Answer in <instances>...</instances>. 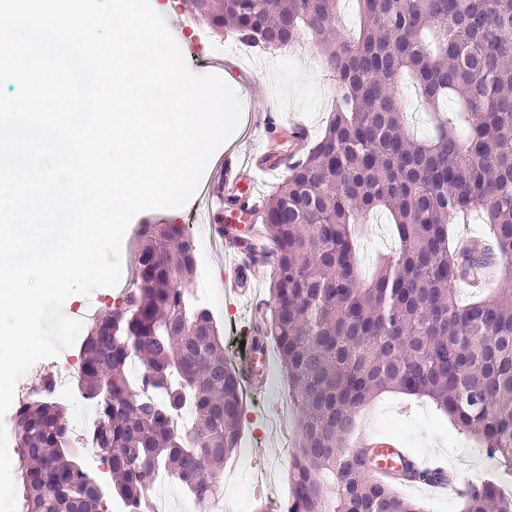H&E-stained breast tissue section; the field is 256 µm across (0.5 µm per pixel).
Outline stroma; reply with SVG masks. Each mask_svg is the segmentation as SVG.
<instances>
[{
  "label": "stroma",
  "mask_w": 512,
  "mask_h": 512,
  "mask_svg": "<svg viewBox=\"0 0 512 512\" xmlns=\"http://www.w3.org/2000/svg\"><path fill=\"white\" fill-rule=\"evenodd\" d=\"M316 59L315 48L307 43L299 51L262 54L260 64L254 66L238 61V68L261 89L255 96L240 87L234 76L226 78L237 89L247 126L255 125L264 101L269 99L285 115L301 117L312 134L322 132L331 115L336 86L331 76L315 68ZM193 211L189 205L136 215L123 239L122 272L127 275L134 268L139 225H183L196 247L194 281L209 288L210 297L204 306L219 329L228 361L237 366L248 354L247 344L252 340L247 327L249 313L235 309L233 300L225 297L223 284L233 272L224 258L208 252L205 226L194 223ZM395 248L394 226L388 217L382 213L367 216L357 240L363 274L372 273L378 255L391 253ZM362 428L373 435L402 439L420 454L444 461L456 470L463 483L498 476L494 462L428 400L400 393L383 394L366 409ZM298 432V413L291 391L280 365H273L266 385L254 391L252 400L244 405L241 440L235 454L241 465L225 479L223 500H231L240 489L252 493L251 503L255 506L266 503L274 494L287 497L290 463L287 452L293 448Z\"/></svg>",
  "instance_id": "1"
}]
</instances>
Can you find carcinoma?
<instances>
[{
	"label": "carcinoma",
	"mask_w": 512,
	"mask_h": 512,
	"mask_svg": "<svg viewBox=\"0 0 512 512\" xmlns=\"http://www.w3.org/2000/svg\"><path fill=\"white\" fill-rule=\"evenodd\" d=\"M192 13L265 52L311 38L339 91L316 139L259 217L272 249L271 308L250 321L252 347L274 340L300 428L287 512H424L369 475L354 448L359 412L384 392L425 397L492 458L463 512H512V277L469 302L462 284L493 256L512 262V0H357L345 35L339 0H190ZM416 84L431 133L410 132L401 96ZM386 212L398 251L360 274L356 233ZM493 251L450 246L470 215ZM134 287L95 319L79 351V388L102 422L90 440L129 512L170 473L204 504L238 448L242 374L207 309L191 299L195 249L179 224H142ZM135 355L141 379L130 377ZM193 405L191 435L172 426ZM21 512H104L81 466L64 405L18 406Z\"/></svg>",
	"instance_id": "1"
}]
</instances>
